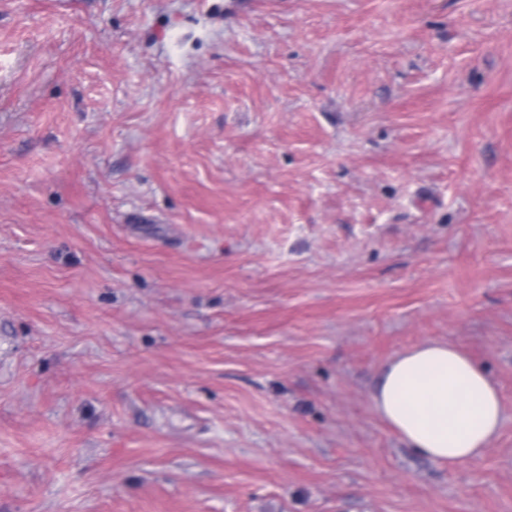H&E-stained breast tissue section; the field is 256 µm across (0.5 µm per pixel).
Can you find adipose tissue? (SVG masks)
I'll use <instances>...</instances> for the list:
<instances>
[{
  "label": "adipose tissue",
  "instance_id": "ef3b65f1",
  "mask_svg": "<svg viewBox=\"0 0 512 512\" xmlns=\"http://www.w3.org/2000/svg\"><path fill=\"white\" fill-rule=\"evenodd\" d=\"M372 399L409 448L439 464L481 457L503 422L499 391L483 368L437 341L399 353L383 369Z\"/></svg>",
  "mask_w": 512,
  "mask_h": 512
}]
</instances>
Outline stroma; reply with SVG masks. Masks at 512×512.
Instances as JSON below:
<instances>
[{"instance_id":"stroma-1","label":"stroma","mask_w":512,"mask_h":512,"mask_svg":"<svg viewBox=\"0 0 512 512\" xmlns=\"http://www.w3.org/2000/svg\"><path fill=\"white\" fill-rule=\"evenodd\" d=\"M0 512H512V0H0ZM372 399L409 448L448 466L481 457L503 422L499 391L483 368L437 341L399 353L382 370Z\"/></svg>"}]
</instances>
